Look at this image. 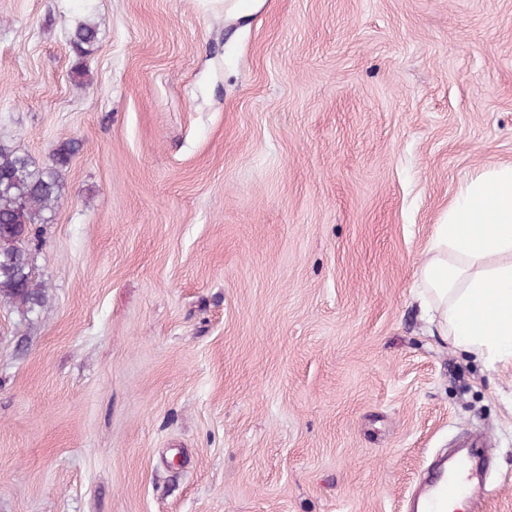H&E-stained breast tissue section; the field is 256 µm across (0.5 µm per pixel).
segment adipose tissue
Masks as SVG:
<instances>
[{
  "label": "adipose tissue",
  "instance_id": "adipose-tissue-1",
  "mask_svg": "<svg viewBox=\"0 0 512 512\" xmlns=\"http://www.w3.org/2000/svg\"><path fill=\"white\" fill-rule=\"evenodd\" d=\"M419 283L429 322L454 347L512 360V164L480 172L449 204Z\"/></svg>",
  "mask_w": 512,
  "mask_h": 512
}]
</instances>
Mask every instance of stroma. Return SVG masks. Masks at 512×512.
Instances as JSON below:
<instances>
[{"instance_id": "35a3bbf8", "label": "stroma", "mask_w": 512, "mask_h": 512, "mask_svg": "<svg viewBox=\"0 0 512 512\" xmlns=\"http://www.w3.org/2000/svg\"><path fill=\"white\" fill-rule=\"evenodd\" d=\"M69 140L44 304L0 302V512H414L466 432L512 512V364L415 298L512 163V0H0V143ZM97 38V27L90 22H81L75 28L70 43L78 56L86 51L85 46H90Z\"/></svg>"}]
</instances>
